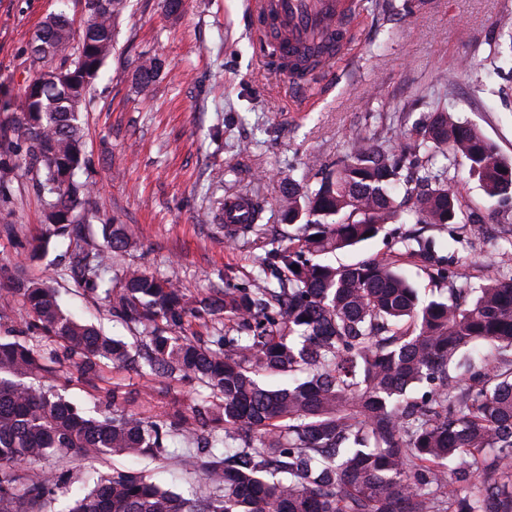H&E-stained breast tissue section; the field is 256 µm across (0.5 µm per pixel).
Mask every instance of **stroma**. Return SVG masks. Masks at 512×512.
<instances>
[{
  "mask_svg": "<svg viewBox=\"0 0 512 512\" xmlns=\"http://www.w3.org/2000/svg\"><path fill=\"white\" fill-rule=\"evenodd\" d=\"M165 0H122L115 43L95 80L85 114V148L94 190L91 207L102 218L127 225L136 246L127 263L169 278L191 293L251 284L265 243L228 242L208 202L250 190L266 206L265 221L279 223L284 178L321 170L352 151L357 137L398 143L427 112L452 103L456 117L478 129L512 160V0H360V34L340 52L334 72L316 73L305 94L294 91L252 33L249 0H193L187 12L168 14ZM81 21L80 0H0V94L21 92L30 73L29 44L52 13ZM154 57L160 78L140 90L132 74ZM468 223L385 225L374 238L330 255L336 265L386 257L405 236L434 238L440 257L454 255L473 276L495 272L512 246V198L489 197L466 167L452 184ZM16 237L0 234V287L25 242L43 230L42 205L29 177L12 185L10 209L0 212ZM60 241L29 274L54 279L64 309L107 335L130 339L101 300L76 288ZM130 391L131 412L196 398L195 387L149 380L133 369L102 367L96 385L75 368H61L57 390L93 406L99 389ZM161 464L146 458L92 459L54 456L48 469L72 477L92 471L138 469L173 491L204 488L200 453L172 444Z\"/></svg>",
  "mask_w": 512,
  "mask_h": 512,
  "instance_id": "stroma-1",
  "label": "stroma"
}]
</instances>
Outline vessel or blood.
Instances as JSON below:
<instances>
[{
	"label": "vessel or blood",
	"instance_id": "vessel-or-blood-1",
	"mask_svg": "<svg viewBox=\"0 0 512 512\" xmlns=\"http://www.w3.org/2000/svg\"><path fill=\"white\" fill-rule=\"evenodd\" d=\"M357 7V0H251L262 41L281 44L280 69L297 90L303 89L304 78L293 68V49L315 46L316 68L332 70L354 35Z\"/></svg>",
	"mask_w": 512,
	"mask_h": 512
}]
</instances>
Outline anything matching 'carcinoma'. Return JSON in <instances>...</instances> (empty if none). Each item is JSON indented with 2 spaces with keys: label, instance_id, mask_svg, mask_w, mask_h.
<instances>
[{
  "label": "carcinoma",
  "instance_id": "cac0c4a2",
  "mask_svg": "<svg viewBox=\"0 0 512 512\" xmlns=\"http://www.w3.org/2000/svg\"><path fill=\"white\" fill-rule=\"evenodd\" d=\"M78 31L49 17L30 44L32 71L0 109L23 116V145L0 160V207L18 167L32 174L45 235L72 249L70 277L101 296L112 317L138 333L129 343L80 322L50 280L18 265L0 295V320L18 302L39 331L28 342L0 336V512H53L66 471L40 463L56 454L128 456L164 463L176 438L206 450L205 491L187 498L138 471L97 473L73 491L68 512H512V264L475 286L435 242L400 255L333 266L319 257L371 239L406 214L420 224H460L450 186L463 160L490 197L512 190V161L448 108L429 114L398 150L378 138L313 175L302 191L288 177L279 200L288 246L272 247L265 277L248 288L187 294L173 281L118 258L133 247L127 227L102 225L88 207L83 112L112 51L120 0H82ZM161 63L146 58L135 79L147 88ZM260 209L224 225L232 241L259 233ZM415 257L448 297L425 299L403 272ZM228 321L211 336L194 322ZM130 364L156 378L188 380L207 394L147 416L127 412L131 393L114 384L85 410L44 374L65 365L89 377ZM278 375L277 389L259 381ZM428 391L416 397L420 384Z\"/></svg>",
  "mask_w": 512,
  "mask_h": 512
}]
</instances>
